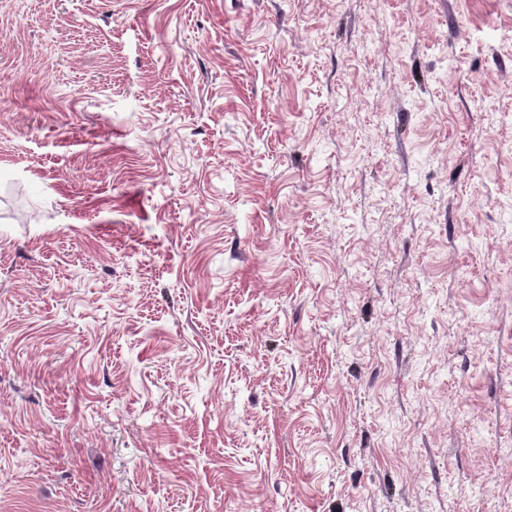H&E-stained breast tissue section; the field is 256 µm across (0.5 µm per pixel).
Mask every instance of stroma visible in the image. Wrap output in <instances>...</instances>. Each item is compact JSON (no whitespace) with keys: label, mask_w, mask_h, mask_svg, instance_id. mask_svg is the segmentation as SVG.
<instances>
[{"label":"stroma","mask_w":512,"mask_h":512,"mask_svg":"<svg viewBox=\"0 0 512 512\" xmlns=\"http://www.w3.org/2000/svg\"><path fill=\"white\" fill-rule=\"evenodd\" d=\"M0 512H512V0H0Z\"/></svg>","instance_id":"stroma-1"}]
</instances>
